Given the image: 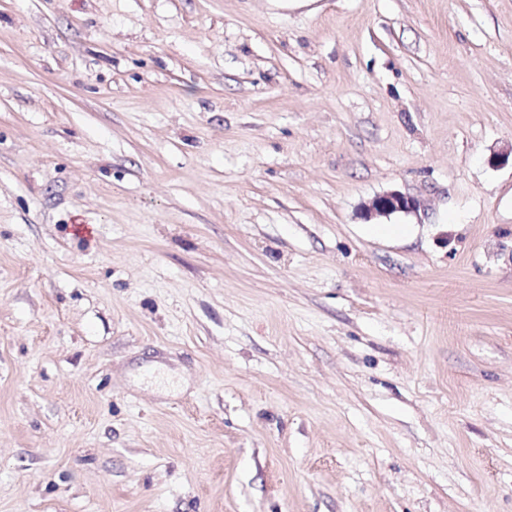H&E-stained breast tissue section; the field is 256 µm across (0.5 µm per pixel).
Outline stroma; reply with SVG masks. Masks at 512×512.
<instances>
[{
  "instance_id": "35a3bbf8",
  "label": "stroma",
  "mask_w": 512,
  "mask_h": 512,
  "mask_svg": "<svg viewBox=\"0 0 512 512\" xmlns=\"http://www.w3.org/2000/svg\"><path fill=\"white\" fill-rule=\"evenodd\" d=\"M318 4L0 0V512H512V0ZM420 203L414 197L399 191H390L375 196L363 206L365 219L379 216H389L393 213H411L417 211Z\"/></svg>"
}]
</instances>
